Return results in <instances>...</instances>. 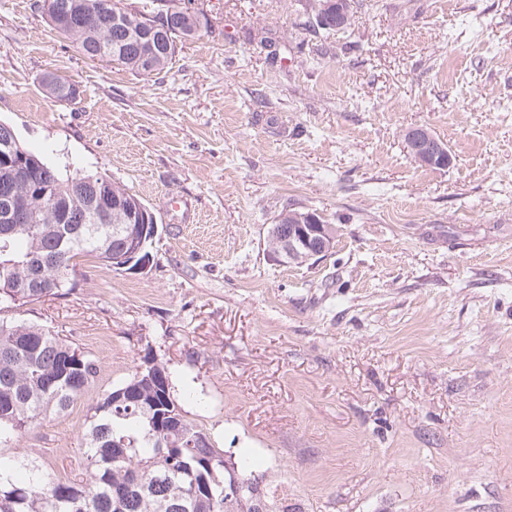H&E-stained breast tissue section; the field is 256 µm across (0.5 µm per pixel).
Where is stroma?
Here are the masks:
<instances>
[{
  "mask_svg": "<svg viewBox=\"0 0 512 512\" xmlns=\"http://www.w3.org/2000/svg\"><path fill=\"white\" fill-rule=\"evenodd\" d=\"M191 4L208 32L144 77L0 0V120L158 224L146 271L83 257L73 294L10 309L100 373L7 456L80 477L94 406L153 361L273 512H512V0H358L340 31L312 0ZM292 209L333 225L326 256H273ZM43 87L51 102L58 105L72 103L76 101L80 95L75 85L53 77H47L43 81ZM406 143L410 153L414 155H412L414 159L418 163L421 162V166L428 164L425 166L440 167L447 165L448 167L447 147L438 141L426 128L415 127L408 130L406 133Z\"/></svg>",
  "mask_w": 512,
  "mask_h": 512,
  "instance_id": "stroma-1",
  "label": "stroma"
}]
</instances>
